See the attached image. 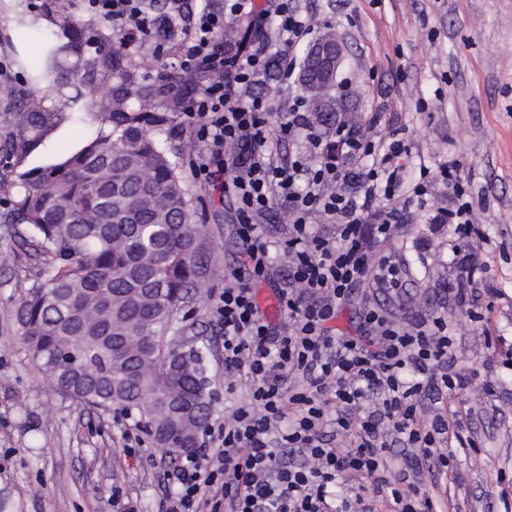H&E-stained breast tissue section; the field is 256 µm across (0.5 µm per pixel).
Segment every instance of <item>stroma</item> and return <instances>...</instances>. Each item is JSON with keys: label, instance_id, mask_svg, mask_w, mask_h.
Wrapping results in <instances>:
<instances>
[{"label": "stroma", "instance_id": "1", "mask_svg": "<svg viewBox=\"0 0 512 512\" xmlns=\"http://www.w3.org/2000/svg\"><path fill=\"white\" fill-rule=\"evenodd\" d=\"M311 17L315 31L332 28L346 59L331 95L346 94L345 111L318 124L324 143L347 124L376 140L398 135L409 146L404 177L428 188L426 205H411L396 245L405 274L399 292L368 287L329 327L336 336L361 335L359 307L370 303L395 320L441 313L454 323V352L466 383L453 392L427 390L424 420L447 416L463 444L448 445L449 466L437 470L393 444L387 478L409 475L447 512H512V0H290ZM30 55L40 46L22 41L12 13L0 7V70L14 88L0 98V512H114L113 488L135 512H158L162 489L152 462L155 443L120 406L87 408L40 372L11 315L25 286L42 268L17 243L10 186L18 170L9 149L13 117L36 106L41 93L12 64V47ZM251 94L269 101L272 127L288 118L305 91L296 77L256 76ZM170 143L200 216L203 273L194 299L179 313L178 342L206 348L210 422H220L242 393L224 385L223 340L211 301L236 269L245 245L236 233L233 195L192 175L204 147L186 132L182 114L170 124ZM460 165L457 186L473 207L474 235L459 239L444 211L454 188L441 166ZM471 252L480 271L470 288L487 323L471 321L451 292L465 278L457 249ZM288 259L274 256L267 277L252 281L261 309L283 323L274 292L286 287Z\"/></svg>", "mask_w": 512, "mask_h": 512}]
</instances>
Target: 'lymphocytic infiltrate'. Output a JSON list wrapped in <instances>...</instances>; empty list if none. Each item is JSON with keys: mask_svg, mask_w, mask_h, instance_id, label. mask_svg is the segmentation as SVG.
Wrapping results in <instances>:
<instances>
[{"mask_svg": "<svg viewBox=\"0 0 512 512\" xmlns=\"http://www.w3.org/2000/svg\"><path fill=\"white\" fill-rule=\"evenodd\" d=\"M85 2L90 14L119 28L126 44L162 30L178 47L180 69L211 72L210 85L184 108L192 136L210 149L193 175L234 195L238 235L247 245L242 269L225 277L213 305L224 332V377L229 387H246L247 397L210 435L208 447L175 462V489L161 512H372L362 496L338 497L334 489L384 472L391 433L447 467L441 450L447 417H421L426 388L452 391L465 380L454 369L447 319L419 317L402 325L366 307L360 318L367 335L335 337L327 327L356 284L399 285L391 257L374 252L393 241L408 201L427 193L423 184L402 180L408 145L350 130L340 140L342 158L313 165L275 160L267 148L273 132L304 133L316 149L322 141L304 101H295L275 131L265 100L240 99L238 88L253 82L267 57L261 50L225 56L215 40L223 11L206 8L179 18L147 14L143 0ZM228 145L248 147L249 154L225 161ZM356 158L366 162L358 171L348 166ZM347 180L360 185V194L336 191ZM278 202L286 205L290 224L280 244L290 268L288 287L277 291L286 318L280 328L265 322L243 276L247 270L256 278L266 274L270 244L253 218ZM319 216L335 221L332 235L313 232ZM373 396L378 409L351 425L348 411ZM331 423L351 432L349 449L330 446L325 428Z\"/></svg>", "mask_w": 512, "mask_h": 512, "instance_id": "1", "label": "lymphocytic infiltrate"}]
</instances>
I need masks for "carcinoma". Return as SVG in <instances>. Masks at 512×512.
<instances>
[{
    "label": "carcinoma",
    "instance_id": "cac0c4a2",
    "mask_svg": "<svg viewBox=\"0 0 512 512\" xmlns=\"http://www.w3.org/2000/svg\"><path fill=\"white\" fill-rule=\"evenodd\" d=\"M146 11L178 13L187 0H145ZM18 29L42 37L39 55L18 62L31 83L44 86L49 105L21 112L12 149L23 160L69 120L57 91L90 41L72 19L68 0H44L36 10L16 0ZM117 32L83 61L92 74L89 105L112 132L76 131L79 146L48 164L17 175L13 207L25 226L22 244L49 258L41 277L14 310L22 339L42 372L78 402L114 404L146 420L155 443L189 453L204 428L206 367L201 350L165 342L178 323L202 265L197 209L164 146L168 117L191 93L211 82L204 70L176 68L140 81L112 52ZM243 39L229 26L221 35L232 55ZM317 116L333 100L309 93Z\"/></svg>",
    "mask_w": 512,
    "mask_h": 512
}]
</instances>
